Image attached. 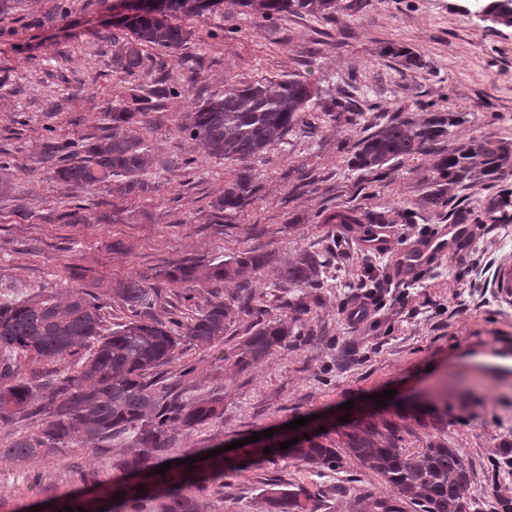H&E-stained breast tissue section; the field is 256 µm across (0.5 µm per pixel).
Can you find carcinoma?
Returning a JSON list of instances; mask_svg holds the SVG:
<instances>
[{
  "label": "carcinoma",
  "mask_w": 512,
  "mask_h": 512,
  "mask_svg": "<svg viewBox=\"0 0 512 512\" xmlns=\"http://www.w3.org/2000/svg\"><path fill=\"white\" fill-rule=\"evenodd\" d=\"M128 13L115 28L125 32L112 36V64L128 74L146 68L143 47L175 48L183 41V30L170 19L199 14L224 0H161L155 11L146 0H127ZM262 18L275 13L305 14L330 20L342 9L340 0H232ZM317 93L311 85L296 78L257 81L243 88L229 86L224 96L212 98L191 113L184 126L187 136L197 142L206 156L224 160L249 161L260 158L266 148L283 139L295 127L319 128L322 121L315 111ZM326 112L353 122L354 104L346 95L336 96ZM110 132L72 154L79 160L58 167L55 177L77 186H95L112 178L123 182L131 192L140 186L139 176L148 165L142 138L129 130L131 112L110 113ZM469 122L467 113L430 112L416 122L394 116L357 145L350 167L382 177L395 162L426 155L445 137L457 135ZM512 171V142L471 136L466 142L436 160L424 176L426 204L444 207L455 200L456 191L477 182L493 181ZM256 193L248 167L224 184V194L216 201L218 209L244 205ZM264 257L243 252L224 263L211 265L206 277L214 281L241 276L260 269ZM325 259L303 253L284 272L294 288H318ZM200 267L181 262L167 273L172 283H192ZM133 313V319L117 324L109 333L102 329V306L72 292L61 299L56 295L16 292L0 295V422L7 424L28 410L47 382H33L21 372L26 356L65 361L79 357L76 369L46 396L42 409L49 420L36 436L20 434L6 448H0V462L21 465L41 460L63 448L78 447L85 454L84 483L94 487L96 503L102 512H202V495L209 487L228 486L224 481L236 464L224 454L208 456L209 449L190 451L179 460L203 456L190 465L181 463L163 474L157 466L168 461L165 452L192 436L196 427L223 416L216 398L199 399L176 391V384L165 382L160 367L172 364L184 342L207 346L224 335L228 320L237 313L252 311L255 294L247 281L226 301L220 297L197 316L184 321L177 313L160 319L154 314V293L141 281L129 278L111 288ZM301 332L285 320L258 322L239 344L237 365L254 367L276 348L297 342ZM448 413L431 414L428 427L433 434L425 447L411 452L403 446L404 435L414 434L407 424L380 419L358 421L343 432V448L369 473L384 479L394 489L391 498L376 497L365 491L356 498L357 512H404L409 505L418 512H471L468 498L469 468L462 451L448 447L442 437ZM131 440L134 453L123 458L115 469L120 475L99 478L95 459L103 453L101 444ZM288 440L285 433L265 439L271 452L262 448L246 451L258 462L270 458H293L309 469L322 472L338 468L342 456L327 434L320 433L280 449ZM317 493L294 484L271 483L263 495L264 512H316ZM49 512L70 506L74 512H95L91 502L80 494L67 493L44 501Z\"/></svg>",
  "instance_id": "1"
}]
</instances>
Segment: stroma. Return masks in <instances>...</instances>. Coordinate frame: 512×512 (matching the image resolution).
I'll use <instances>...</instances> for the list:
<instances>
[{
    "mask_svg": "<svg viewBox=\"0 0 512 512\" xmlns=\"http://www.w3.org/2000/svg\"><path fill=\"white\" fill-rule=\"evenodd\" d=\"M119 0H20L0 14V161L10 164L11 190L0 196V291L65 295L79 290L103 303L102 326L128 321L110 295L133 277L156 290L155 313L191 318L215 295H231L237 280L169 284L166 272L186 260L208 266L251 251L271 261L248 279L258 311L229 320L207 347L187 343L180 360L194 364L183 379L190 395L219 398L221 421L200 427L188 445L231 444L254 433L306 418L304 433L325 429L340 442L343 416L413 422L447 411L443 434L462 449L472 482L471 512H491L512 498V475L491 462L512 450V376L474 360V341L512 338V291L499 285L512 267V221L472 225L451 256L415 271L400 259L430 229L459 214L487 210L512 196V175L459 192L449 208L427 206L422 178L431 159L386 167L381 185L352 169L357 143L394 115L421 118L423 104L438 112H466L470 122L437 149H455L469 135L512 142V28L490 29L469 12V0H341L335 21L279 13L270 20L225 0L219 9L179 18L186 33L175 49L145 47L148 69L130 75L112 65V18ZM422 67L406 66L404 52ZM167 75L171 93L150 92ZM296 75L326 106L337 90L362 105L355 122L326 118L315 133L295 129L249 166L256 194L241 208L220 211L215 201L241 164L206 156L181 130L189 112L225 87ZM149 93V100L138 97ZM132 112L131 130L143 138L151 162L141 189L114 182L74 189L54 176L71 163L62 151L45 160L46 145L82 144L106 134L111 110ZM414 209L418 224L394 225L386 251L366 250L365 227L335 224L336 213ZM78 213L70 224L66 214ZM344 258L328 267L323 288H291L286 264L318 253L333 235ZM310 311L294 317L286 300ZM367 302V319L347 317ZM297 318L304 343L276 349L255 368L237 366V345L256 321ZM393 397H385V390ZM351 410H344V403ZM74 449L65 448L34 470L0 464V512L62 492L84 491ZM227 496L207 492V512H262L266 483L315 489L341 485L348 494L321 502L318 512H351L353 496L393 488L353 457L317 476L293 459L263 462L231 475Z\"/></svg>",
    "mask_w": 512,
    "mask_h": 512,
    "instance_id": "35a3bbf8",
    "label": "stroma"
}]
</instances>
